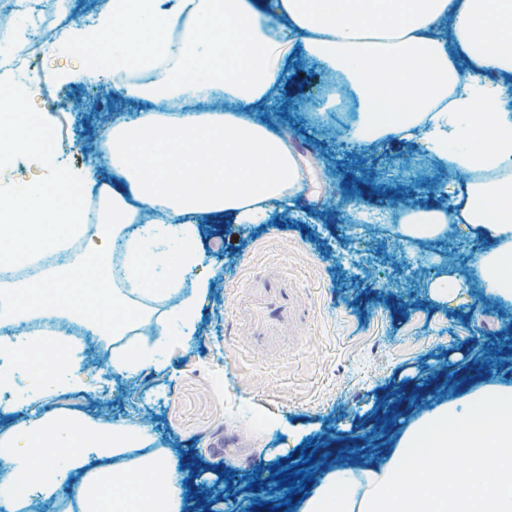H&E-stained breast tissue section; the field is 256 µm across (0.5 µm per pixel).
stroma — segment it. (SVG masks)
<instances>
[{
	"label": "stroma",
	"instance_id": "1",
	"mask_svg": "<svg viewBox=\"0 0 512 512\" xmlns=\"http://www.w3.org/2000/svg\"><path fill=\"white\" fill-rule=\"evenodd\" d=\"M32 67L0 73V88L23 93L24 111L38 114L54 136L56 166L32 158L0 168V184L19 186L75 170L97 153L116 117L149 110L146 101L112 102L111 76L89 77L60 42L40 44ZM354 94L336 95L322 74L310 101L288 114L290 144L305 187L286 211L263 224H202L203 275L215 288L201 310L205 339L176 350L167 368L133 380L114 378L112 341L85 337L88 389L52 397L46 410H75L150 427L157 447L179 459L192 512H287L301 505L270 485L250 489L258 470L303 455L381 460L392 431L401 430L445 396L442 382L468 373L466 390L512 385V303L488 294L475 274L490 249L467 224H452L451 243L423 245L427 269L414 253L389 263L388 223L362 221L339 198V224L318 223L326 184L335 172L306 151V139L340 155L357 118ZM463 274L467 290L445 303L429 297L436 271Z\"/></svg>",
	"mask_w": 512,
	"mask_h": 512
}]
</instances>
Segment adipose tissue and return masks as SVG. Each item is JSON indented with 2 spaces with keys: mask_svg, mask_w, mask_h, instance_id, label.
I'll use <instances>...</instances> for the list:
<instances>
[{
  "mask_svg": "<svg viewBox=\"0 0 512 512\" xmlns=\"http://www.w3.org/2000/svg\"><path fill=\"white\" fill-rule=\"evenodd\" d=\"M455 13V42L477 49V70L448 62L435 23ZM108 36V58L86 56L97 76L129 98L172 103L142 112L109 135L116 185L97 211L85 196L93 168L0 191V394L21 416L0 431V512H28L76 485L66 512H184L174 454L155 449L147 428L78 412L32 413L33 404L82 386L84 357L60 331L34 321L81 319L111 337L113 370L134 378L168 365L197 329L209 291L194 276L205 257L198 221L258 224L302 192L286 139L255 116L284 83L283 47L342 71L363 103L353 130L370 143L416 140L465 184L459 212L407 207L403 240L431 241L470 224L491 244L488 293L512 301V0H122V7L68 29L74 48ZM221 99L226 112L188 110ZM52 166L43 125L13 103L0 114V166L18 157ZM86 240L81 252L73 244ZM37 273L6 279L10 270ZM153 327L138 346L127 336ZM300 512H512V385L493 384L439 401L411 420L380 466L331 470Z\"/></svg>",
  "mask_w": 512,
  "mask_h": 512,
  "instance_id": "obj_1",
  "label": "adipose tissue"
}]
</instances>
